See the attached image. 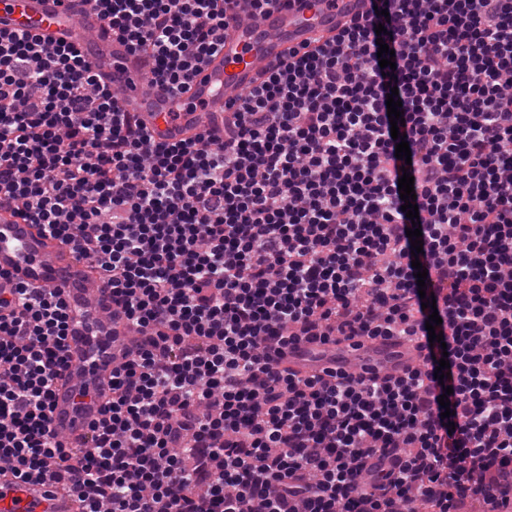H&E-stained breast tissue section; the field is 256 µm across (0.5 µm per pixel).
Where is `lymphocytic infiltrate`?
<instances>
[{"label": "lymphocytic infiltrate", "mask_w": 512, "mask_h": 512, "mask_svg": "<svg viewBox=\"0 0 512 512\" xmlns=\"http://www.w3.org/2000/svg\"><path fill=\"white\" fill-rule=\"evenodd\" d=\"M94 2L182 91L236 0ZM381 2L266 69L223 134L175 143L76 48L0 33V214L91 261L133 334L92 451L66 445L50 403L68 304L1 288L0 463L81 512H512V0ZM434 311L443 341L403 375L281 365L304 342L428 340Z\"/></svg>", "instance_id": "lymphocytic-infiltrate-1"}]
</instances>
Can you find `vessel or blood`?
<instances>
[{
  "label": "vessel or blood",
  "mask_w": 512,
  "mask_h": 512,
  "mask_svg": "<svg viewBox=\"0 0 512 512\" xmlns=\"http://www.w3.org/2000/svg\"><path fill=\"white\" fill-rule=\"evenodd\" d=\"M371 0H283L275 10L257 11L239 0L241 21L229 22L224 46L210 56L181 94L171 93L147 73L125 67V44L105 31L92 0H0V31L29 32L81 49L93 69L120 91V103L140 113L155 138L178 142L220 123L228 105L240 101L258 75L288 49L301 48L355 16ZM87 260L61 247L55 237L13 219L0 222V275L9 285L62 289L72 324L67 338L71 365L53 398L51 426L58 439L87 437L98 418L115 364L113 354L129 334L112 322V296L101 283H88ZM417 343L395 339L343 340L289 349L288 364L304 374L339 372L398 374L421 365ZM71 492L0 471V512H78Z\"/></svg>",
  "instance_id": "b4317fda"
}]
</instances>
